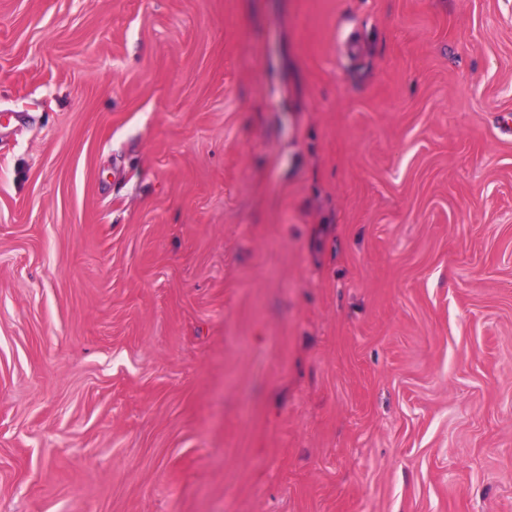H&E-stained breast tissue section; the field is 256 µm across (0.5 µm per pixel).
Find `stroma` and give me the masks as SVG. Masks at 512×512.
<instances>
[{"instance_id":"35a3bbf8","label":"stroma","mask_w":512,"mask_h":512,"mask_svg":"<svg viewBox=\"0 0 512 512\" xmlns=\"http://www.w3.org/2000/svg\"><path fill=\"white\" fill-rule=\"evenodd\" d=\"M0 512H512V0H0Z\"/></svg>"}]
</instances>
